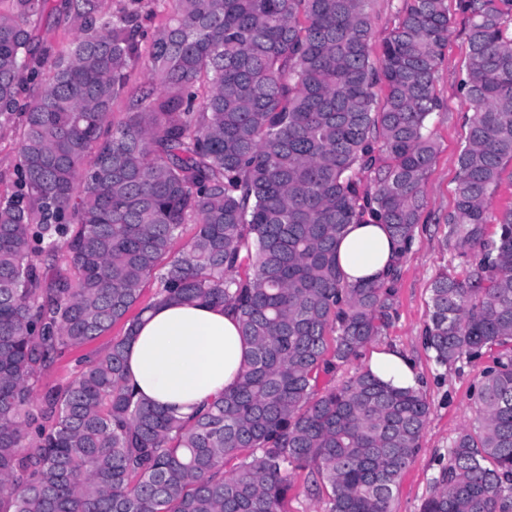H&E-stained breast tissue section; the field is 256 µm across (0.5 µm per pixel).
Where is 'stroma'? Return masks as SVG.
<instances>
[{
	"mask_svg": "<svg viewBox=\"0 0 512 512\" xmlns=\"http://www.w3.org/2000/svg\"><path fill=\"white\" fill-rule=\"evenodd\" d=\"M54 3V10L36 13L29 23L33 48L30 65L45 76L50 75L55 58L68 48L77 31V22L63 8V0H54ZM466 33L463 15H455L448 46L436 74L440 108L433 114L430 126L437 153L424 186L425 204L417 242L403 258L393 283L396 295L391 324L358 358L340 366L332 379L319 383L323 389L342 384L368 366L373 352L388 347L401 349L415 360L422 378L421 389L431 404V414L420 449L394 491L392 512H420L439 468L448 461V451L455 437L474 422L472 392L482 370L491 362L486 355L478 360L463 358L447 367L438 366L423 336L436 275L441 269L458 271L464 265L463 258L446 243L445 219L454 206L458 154L468 133L466 117L471 113L470 103L457 91ZM21 125V119L17 118L0 126V199L12 196L18 187ZM123 332V324H114L102 336L67 353L42 376L40 388L74 379L87 359L104 353Z\"/></svg>",
	"mask_w": 512,
	"mask_h": 512,
	"instance_id": "35a3bbf8",
	"label": "stroma"
}]
</instances>
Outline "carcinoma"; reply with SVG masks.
<instances>
[{"mask_svg": "<svg viewBox=\"0 0 512 512\" xmlns=\"http://www.w3.org/2000/svg\"><path fill=\"white\" fill-rule=\"evenodd\" d=\"M11 2L0 123L23 120L19 191L0 200V512H288L296 472L328 512H391L425 393L369 369L318 384L390 320L393 288L348 281L336 244L367 221L412 243L455 11L472 114L446 224L466 269L435 278L424 340L441 366L497 356L420 512H512V204L485 235L512 162V0H402L377 62L372 0H155L150 85L117 123L142 58L138 0L117 14L67 0L78 35L24 104L27 18L48 0ZM151 281L140 313L230 307L251 344L236 384L191 418L126 382L127 314ZM120 321L76 379L37 395L67 350Z\"/></svg>", "mask_w": 512, "mask_h": 512, "instance_id": "1", "label": "carcinoma"}]
</instances>
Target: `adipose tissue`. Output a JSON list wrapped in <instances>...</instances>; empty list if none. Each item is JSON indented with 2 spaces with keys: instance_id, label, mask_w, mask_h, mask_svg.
I'll return each instance as SVG.
<instances>
[{
  "instance_id": "1",
  "label": "adipose tissue",
  "mask_w": 512,
  "mask_h": 512,
  "mask_svg": "<svg viewBox=\"0 0 512 512\" xmlns=\"http://www.w3.org/2000/svg\"><path fill=\"white\" fill-rule=\"evenodd\" d=\"M398 255V245L380 224L349 225L336 246L339 266L351 281L387 278ZM250 350L231 309L161 302L137 322L126 349V379L138 398L186 416L235 383ZM369 367L393 387L421 384L414 361L397 349L373 353Z\"/></svg>"
}]
</instances>
